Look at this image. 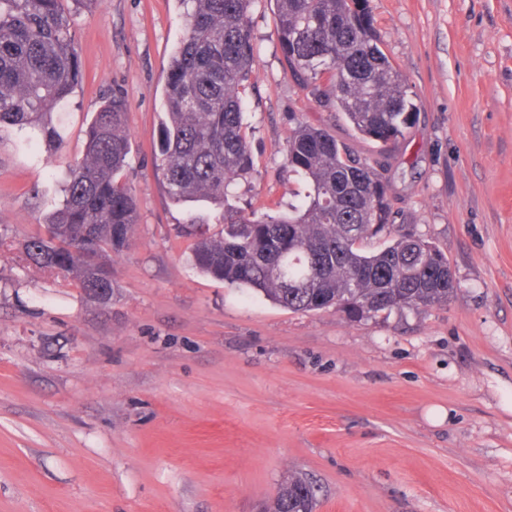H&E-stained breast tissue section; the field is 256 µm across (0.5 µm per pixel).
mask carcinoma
Listing matches in <instances>:
<instances>
[{
    "instance_id": "obj_1",
    "label": "carcinoma",
    "mask_w": 512,
    "mask_h": 512,
    "mask_svg": "<svg viewBox=\"0 0 512 512\" xmlns=\"http://www.w3.org/2000/svg\"><path fill=\"white\" fill-rule=\"evenodd\" d=\"M92 0H0V127L56 136L51 111L81 78L71 29ZM185 35L168 65L156 172L170 199H203L222 210L220 232L194 238L192 263L293 312L333 308L376 316L448 302L456 281L435 244L394 224L384 164L362 158L327 130L299 124L288 136V168L308 186L305 201L255 218L226 204L251 157L243 94L255 62L250 14L257 0H186ZM288 71L315 100L382 145L414 116L409 88L375 33L368 0H271ZM127 101L114 93L87 128L86 153L71 170L51 238L21 244L25 260L112 299L103 259L133 235L136 199L123 175ZM387 237L388 245H365ZM314 485L291 477L264 512H313Z\"/></svg>"
}]
</instances>
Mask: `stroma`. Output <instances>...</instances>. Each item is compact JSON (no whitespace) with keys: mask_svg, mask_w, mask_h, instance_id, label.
<instances>
[{"mask_svg":"<svg viewBox=\"0 0 512 512\" xmlns=\"http://www.w3.org/2000/svg\"><path fill=\"white\" fill-rule=\"evenodd\" d=\"M415 121L386 148L291 78L270 6L250 25L253 169L234 206L300 201L298 122L384 154L395 223L439 246L448 303L351 319L295 313L190 261L154 172L182 0H94L74 18L82 80L53 142L0 128V512H261L303 475L314 512H512V0H369ZM128 101L137 224L112 300L23 260L104 97Z\"/></svg>","mask_w":512,"mask_h":512,"instance_id":"obj_1","label":"stroma"}]
</instances>
